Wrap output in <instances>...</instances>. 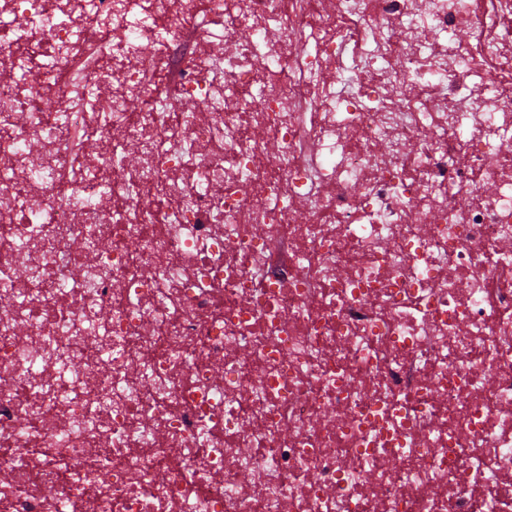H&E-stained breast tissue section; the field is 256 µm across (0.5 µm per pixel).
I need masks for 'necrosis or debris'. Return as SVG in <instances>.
<instances>
[{
	"instance_id": "necrosis-or-debris-1",
	"label": "necrosis or debris",
	"mask_w": 512,
	"mask_h": 512,
	"mask_svg": "<svg viewBox=\"0 0 512 512\" xmlns=\"http://www.w3.org/2000/svg\"><path fill=\"white\" fill-rule=\"evenodd\" d=\"M0 280V512H512V0H0Z\"/></svg>"
}]
</instances>
